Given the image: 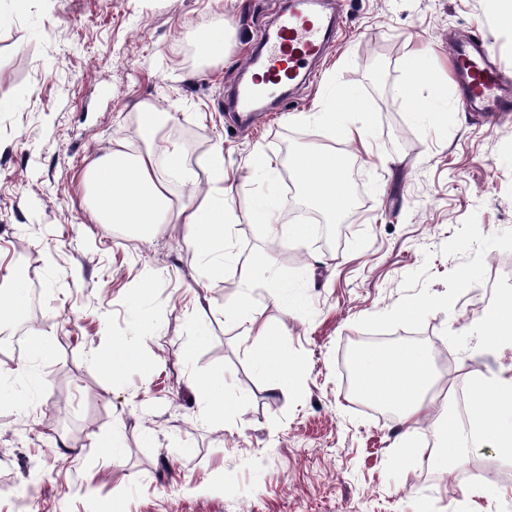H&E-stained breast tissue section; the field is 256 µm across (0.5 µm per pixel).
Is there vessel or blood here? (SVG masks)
<instances>
[{
    "instance_id": "1",
    "label": "vessel or blood",
    "mask_w": 512,
    "mask_h": 512,
    "mask_svg": "<svg viewBox=\"0 0 512 512\" xmlns=\"http://www.w3.org/2000/svg\"><path fill=\"white\" fill-rule=\"evenodd\" d=\"M324 0H290L274 31L262 33L267 66L254 74L250 84L230 102L233 110L249 113L259 98L273 94L297 77L309 64L319 61L329 47V29L324 24ZM453 69L469 107L487 112L512 109V78L500 67L487 64V47L482 39L466 34L450 44Z\"/></svg>"
}]
</instances>
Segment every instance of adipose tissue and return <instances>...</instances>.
Here are the masks:
<instances>
[{
	"mask_svg": "<svg viewBox=\"0 0 512 512\" xmlns=\"http://www.w3.org/2000/svg\"><path fill=\"white\" fill-rule=\"evenodd\" d=\"M348 90L335 78H328L319 98L316 112L307 116L316 128L340 136L351 144H366V127L345 122L342 105ZM326 153H306L299 156L296 167L301 182L308 188L318 209L333 217L347 202L345 192L336 188L335 169ZM198 188L206 185L205 194L196 200L173 205L168 194L172 178ZM224 157L216 155L206 177L189 168L180 155L163 156L147 149L130 154L119 147L93 159L82 175V182L91 199L90 218L96 224H128L139 238L152 235L159 216L172 218L187 228V244L196 255L222 252L225 234L233 216L219 200L224 195ZM243 297L238 311L246 323L248 335L256 340L268 339V324L254 314L247 300L251 291L264 289L277 304L288 309H301L313 286L311 274L295 278L281 275L266 258L258 257L241 264L237 269ZM362 371L361 391L371 397L394 405L402 427L394 446L411 452L416 447L420 425L432 421L439 446L447 461H455L466 452L471 436L447 414H434L422 398L435 382L431 355L423 349L390 351L387 361H379L375 352L367 351L358 358ZM477 387L493 401L492 409H480L472 422L482 440L493 442L502 460L512 463V361L500 364L496 374L482 378Z\"/></svg>",
	"mask_w": 512,
	"mask_h": 512,
	"instance_id": "adipose-tissue-1",
	"label": "adipose tissue"
}]
</instances>
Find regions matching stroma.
Masks as SVG:
<instances>
[{
	"label": "stroma",
	"instance_id": "stroma-1",
	"mask_svg": "<svg viewBox=\"0 0 512 512\" xmlns=\"http://www.w3.org/2000/svg\"><path fill=\"white\" fill-rule=\"evenodd\" d=\"M283 0H0V248L25 253L32 325L20 349L42 386L0 383V512H465L481 481L512 486L494 446L450 470L402 456L398 432L355 400L343 361L362 337L429 350L440 385L476 402L477 376L495 366L471 323L512 291V111L465 109L455 80L443 121L419 123L426 87L405 94L416 55L447 73L448 39H488L512 72L506 0H333L334 40L289 99L250 120L224 99L253 58ZM229 32L225 55L199 41ZM352 96L369 149L332 142L355 167L358 197L305 245L283 237L309 204L294 161L318 136L297 122L328 74ZM169 113L144 134L137 103ZM177 148L195 171L215 147L231 178L229 210L258 202L256 154L278 170L287 209L273 225L239 222L226 234L222 272L202 262L180 224L150 241L132 227L92 223L81 175L117 144ZM273 245L289 276L314 264L304 311L254 290L268 343L231 318L237 263ZM131 357L113 360V347ZM272 346L299 363L270 392L255 359ZM234 380V406L206 412L199 383ZM120 448H113V437Z\"/></svg>",
	"mask_w": 512,
	"mask_h": 512
}]
</instances>
